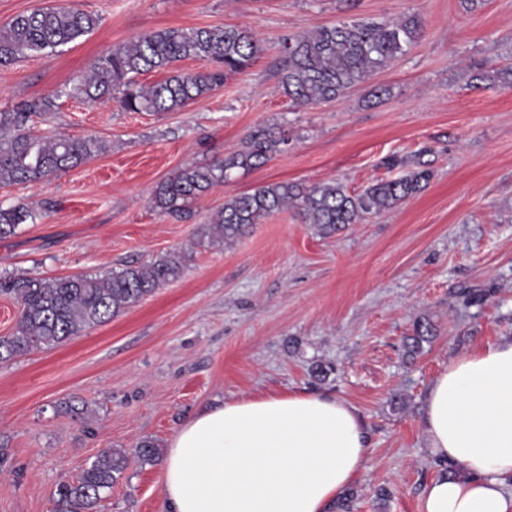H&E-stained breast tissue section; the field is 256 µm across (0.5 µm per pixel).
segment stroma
<instances>
[{"label":"stroma","mask_w":512,"mask_h":512,"mask_svg":"<svg viewBox=\"0 0 512 512\" xmlns=\"http://www.w3.org/2000/svg\"><path fill=\"white\" fill-rule=\"evenodd\" d=\"M55 6L99 14L62 50L0 68V110L56 95L42 132L108 141L107 154L41 182L0 184V205L38 219L0 238V276L101 275L169 252L181 278L56 347L0 362V512H52L107 448L129 450L97 512H165L162 461L195 413L270 392L336 395L368 424L367 469L352 512H422L439 477L423 434L431 381L456 355L512 336V87L477 73L512 66V0H0V26ZM418 16L421 38L338 100L293 105L279 69L284 39L351 19ZM236 25L261 51L243 73L177 112L123 111L71 89L99 56L167 27ZM285 127L283 151L199 197L185 218L150 205L184 165ZM399 166H387L389 157ZM424 163L428 185L399 207L330 237L295 210L267 217L232 245L211 243L210 215L274 182L335 180L350 194ZM482 290L466 304L459 292ZM435 328L415 358L417 321ZM328 367L316 376V365Z\"/></svg>","instance_id":"obj_1"}]
</instances>
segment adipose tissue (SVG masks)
<instances>
[{
    "label": "adipose tissue",
    "instance_id": "obj_1",
    "mask_svg": "<svg viewBox=\"0 0 512 512\" xmlns=\"http://www.w3.org/2000/svg\"><path fill=\"white\" fill-rule=\"evenodd\" d=\"M434 460L452 464L423 512H512V337L449 359L426 396ZM371 436L348 400L291 392L227 400L168 443L167 512H328L365 469Z\"/></svg>",
    "mask_w": 512,
    "mask_h": 512
}]
</instances>
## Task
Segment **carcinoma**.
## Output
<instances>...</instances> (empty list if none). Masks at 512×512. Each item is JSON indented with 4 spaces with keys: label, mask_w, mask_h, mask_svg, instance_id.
Returning a JSON list of instances; mask_svg holds the SVG:
<instances>
[{
    "label": "carcinoma",
    "mask_w": 512,
    "mask_h": 512,
    "mask_svg": "<svg viewBox=\"0 0 512 512\" xmlns=\"http://www.w3.org/2000/svg\"><path fill=\"white\" fill-rule=\"evenodd\" d=\"M99 22L95 14L62 6L19 15L0 26V67L47 50L54 52L92 33ZM421 31L420 19L408 15L322 25L288 38L282 45L286 55L280 73L284 93L296 106L336 100L403 56ZM260 51L254 35L235 25L151 31L100 57L81 76L74 92L90 101L116 98L126 112H173L206 97L227 76L244 72ZM184 59L216 63L220 69L172 74L151 85L138 80L147 72ZM54 107V100L47 96L0 111V184L39 182L110 150V145L97 137L36 133L33 118L50 113ZM288 141L286 129L260 128L243 149L224 159L178 169L157 186L152 205L162 214L176 216L202 193L228 180L233 171L264 164ZM430 179L431 171L421 165L354 196L335 180L311 186L272 183L225 201L210 218L209 233L230 245L260 219L290 207L318 234L329 236L367 214L396 207L419 193ZM36 219L34 209L26 204L0 206V237L14 233L21 224H34ZM184 262L183 254L170 252L104 275L0 277V295L14 298L22 306L15 330L0 336V361L56 346L107 322L179 278ZM432 337V326L418 322L408 355L417 354ZM134 455L150 462L160 455V449L155 442L144 440L134 448ZM128 458L122 449L102 451L77 482L57 485L54 512H95L103 495L126 469Z\"/></svg>",
    "instance_id": "obj_1"
}]
</instances>
